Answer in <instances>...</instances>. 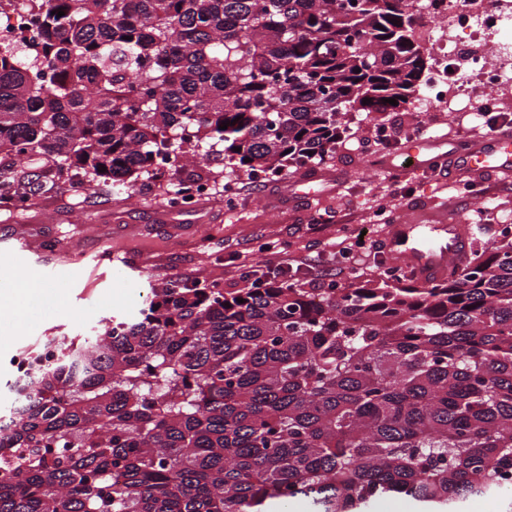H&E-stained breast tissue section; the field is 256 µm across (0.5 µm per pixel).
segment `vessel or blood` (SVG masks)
<instances>
[{
  "label": "vessel or blood",
  "mask_w": 512,
  "mask_h": 512,
  "mask_svg": "<svg viewBox=\"0 0 512 512\" xmlns=\"http://www.w3.org/2000/svg\"><path fill=\"white\" fill-rule=\"evenodd\" d=\"M406 154L415 171L432 168L449 156L456 172L507 176L512 174V132L495 131L466 147L449 146L444 140L431 136L420 138L408 145ZM469 249L468 228L453 221L397 224L386 242L388 255L422 283L445 276L449 260L465 259Z\"/></svg>",
  "instance_id": "vessel-or-blood-1"
}]
</instances>
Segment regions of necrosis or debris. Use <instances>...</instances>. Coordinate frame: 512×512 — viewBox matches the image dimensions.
Segmentation results:
<instances>
[{"mask_svg":"<svg viewBox=\"0 0 512 512\" xmlns=\"http://www.w3.org/2000/svg\"><path fill=\"white\" fill-rule=\"evenodd\" d=\"M428 41L441 47L420 95L423 112L475 117L495 111L512 87V0H410Z\"/></svg>","mask_w":512,"mask_h":512,"instance_id":"necrosis-or-debris-1","label":"necrosis or debris"}]
</instances>
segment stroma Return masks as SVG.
<instances>
[{
    "instance_id": "stroma-1",
    "label": "stroma",
    "mask_w": 512,
    "mask_h": 512,
    "mask_svg": "<svg viewBox=\"0 0 512 512\" xmlns=\"http://www.w3.org/2000/svg\"><path fill=\"white\" fill-rule=\"evenodd\" d=\"M415 106L408 101L382 122L395 135V148L373 136L367 150L351 146L320 164L258 175L231 205L210 190L191 208L172 209L169 196L182 177L170 170L139 178L128 190L108 181L88 190L60 179L52 192L37 193L28 208L1 202L0 253L16 237H26L27 275L39 277L45 262L58 256L67 278L44 282L40 296L22 300L18 310L0 311V411L10 404L7 386L17 355L51 342L76 346L112 316H137L152 289L171 282L233 289L241 285L243 265L272 269L288 256L300 260L299 278L319 287L346 276V250L358 239L364 243L362 277L375 279L392 264L384 248L391 227L376 221L384 203L412 221L455 219L469 227L471 244L492 241L500 224L512 222V176L480 178L478 199L449 196V184L465 179L445 167L398 173L411 122L421 124L422 135L452 142L463 132L475 141L482 136V126ZM368 151L384 155V164L368 169ZM46 239L57 241L55 252L43 250ZM105 249L116 259L102 265L98 256Z\"/></svg>"
}]
</instances>
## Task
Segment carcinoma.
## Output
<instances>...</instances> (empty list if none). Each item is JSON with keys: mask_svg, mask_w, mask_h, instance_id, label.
<instances>
[{"mask_svg": "<svg viewBox=\"0 0 512 512\" xmlns=\"http://www.w3.org/2000/svg\"><path fill=\"white\" fill-rule=\"evenodd\" d=\"M27 2L0 155L87 189L216 145L232 170L319 164L342 115L400 111L431 61L408 0ZM2 187L23 207L44 184ZM11 391L0 512L511 510L512 231L428 285L154 288Z\"/></svg>", "mask_w": 512, "mask_h": 512, "instance_id": "obj_1", "label": "carcinoma"}]
</instances>
